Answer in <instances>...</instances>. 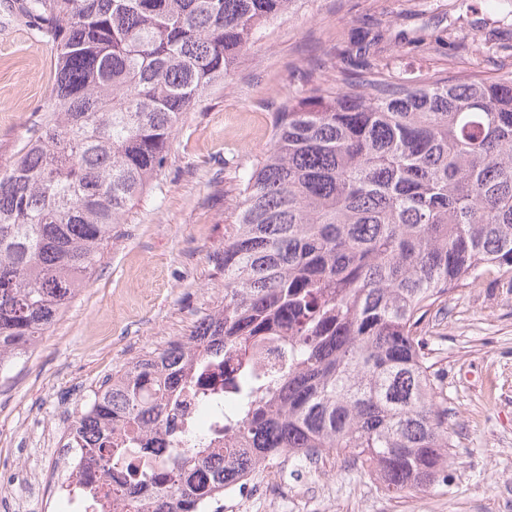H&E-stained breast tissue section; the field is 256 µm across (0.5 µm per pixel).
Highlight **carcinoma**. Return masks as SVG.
<instances>
[{
  "instance_id": "carcinoma-1",
  "label": "carcinoma",
  "mask_w": 512,
  "mask_h": 512,
  "mask_svg": "<svg viewBox=\"0 0 512 512\" xmlns=\"http://www.w3.org/2000/svg\"><path fill=\"white\" fill-rule=\"evenodd\" d=\"M293 0H21L55 47L50 119L0 170V369L60 316L162 172L173 133L231 80ZM378 36L338 53L275 113L224 225L207 324L95 392L73 417L124 512H198L281 456L351 450L388 492L448 467L423 324L457 288L512 282V69L384 78ZM224 359V383L210 376ZM224 403L210 432L165 411ZM224 448H219V443ZM171 446L154 473L140 459Z\"/></svg>"
}]
</instances>
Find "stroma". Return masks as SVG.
<instances>
[{
    "instance_id": "35a3bbf8",
    "label": "stroma",
    "mask_w": 512,
    "mask_h": 512,
    "mask_svg": "<svg viewBox=\"0 0 512 512\" xmlns=\"http://www.w3.org/2000/svg\"><path fill=\"white\" fill-rule=\"evenodd\" d=\"M0 0V168L43 127L54 48ZM483 0H294L259 31L231 83L209 92L174 133L167 165L119 225L85 288L40 343L9 370L0 437L37 457L26 416L66 421L135 353L188 334L224 299V226L234 190L272 137L275 112L302 97L303 78L333 81L336 54L369 29L390 77L512 67V19ZM439 402L448 408V466L426 491L392 495L351 453L313 463L318 483L271 482L252 512H512V282L461 288L423 324Z\"/></svg>"
}]
</instances>
